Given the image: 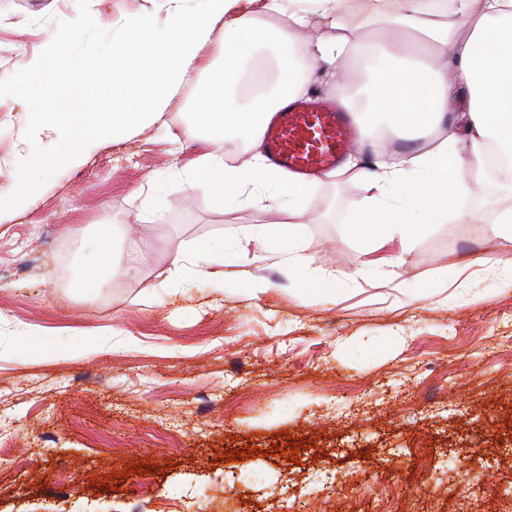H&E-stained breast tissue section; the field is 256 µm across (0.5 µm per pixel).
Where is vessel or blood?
Here are the masks:
<instances>
[{
  "label": "vessel or blood",
  "mask_w": 512,
  "mask_h": 512,
  "mask_svg": "<svg viewBox=\"0 0 512 512\" xmlns=\"http://www.w3.org/2000/svg\"><path fill=\"white\" fill-rule=\"evenodd\" d=\"M356 137L347 112L316 98L285 102L263 129L269 163L301 182L336 168Z\"/></svg>",
  "instance_id": "obj_1"
}]
</instances>
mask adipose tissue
<instances>
[{"label": "adipose tissue", "instance_id": "ef3b65f1", "mask_svg": "<svg viewBox=\"0 0 512 512\" xmlns=\"http://www.w3.org/2000/svg\"><path fill=\"white\" fill-rule=\"evenodd\" d=\"M102 2L91 0L77 25L49 33L25 60L20 78L0 79L2 113L11 112L24 83H47L45 95L30 101L19 130L18 175L0 193V221L38 200V173L49 158L76 160L101 138L162 121L184 75L201 68L206 45L222 62L193 104L191 128L203 131L206 149L181 172L191 182L208 174L216 204L246 194L286 212L285 261L292 268H301L307 226L317 220L309 204L313 187L267 165L259 151L264 119L303 95L315 74L343 87L349 58L374 61L365 106L354 115L360 142L380 132L439 136L428 150L384 151L367 164L352 155L337 169V176L365 184L366 195L352 201L349 211L373 239L405 245L421 225L451 217L472 222L470 199L489 174L512 194V0H448L443 7L438 0H376L365 8L375 27L366 42L339 22L347 0H316L320 15L336 26L330 36L312 33L306 11L292 13L288 27L279 29L238 11V0H150L127 12L110 40L82 42L78 33L99 24ZM272 41L282 47L274 70L252 65L256 50ZM101 55L115 63L113 83L123 95L111 123H90L83 103L68 112L47 111L63 92L59 76L76 60L89 66ZM231 136L253 151L251 161L233 166L216 153V145ZM235 277L224 269L219 241L205 261L197 249L178 252L165 282L181 289Z\"/></svg>", "mask_w": 512, "mask_h": 512}]
</instances>
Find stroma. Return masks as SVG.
Returning a JSON list of instances; mask_svg holds the SVG:
<instances>
[{"mask_svg":"<svg viewBox=\"0 0 512 512\" xmlns=\"http://www.w3.org/2000/svg\"><path fill=\"white\" fill-rule=\"evenodd\" d=\"M78 8L0 0V78ZM205 78L185 77L164 121L57 159L37 203L0 223V512H457L445 486L476 477L488 490L481 512H497V489L512 486V465L488 457L512 455V288L493 267L492 222L511 199L484 180L477 222L422 227L396 283L381 285L356 274L372 243L347 205L364 185L327 178L311 196L321 220L307 227L301 271L249 243L225 256L243 280L166 293L185 247L246 226L288 242L286 213L243 198L217 206L208 182L179 173L200 149L186 127ZM66 79L92 101L91 122L120 111L111 58ZM39 92L28 85L0 125L1 192L13 123ZM107 215L133 229L114 240L121 285L76 287L78 265L100 257L95 226ZM453 265L470 280L438 292ZM323 274L342 298L317 292ZM252 276L269 282L265 294L249 296ZM134 462L142 474L124 476Z\"/></svg>","mask_w":512,"mask_h":512,"instance_id":"obj_1","label":"stroma"}]
</instances>
